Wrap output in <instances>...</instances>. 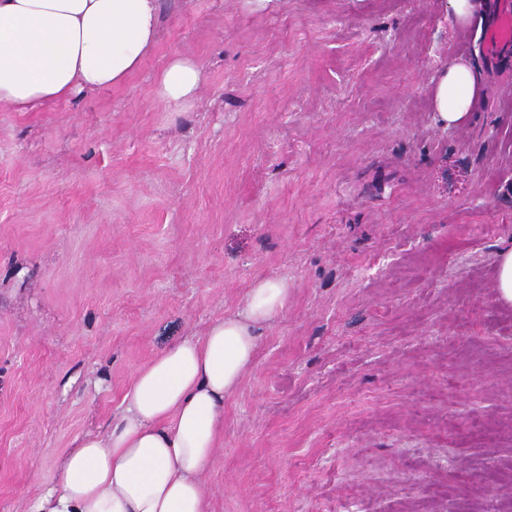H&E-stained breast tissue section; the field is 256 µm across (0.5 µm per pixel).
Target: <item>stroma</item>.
<instances>
[{"label": "stroma", "mask_w": 512, "mask_h": 512, "mask_svg": "<svg viewBox=\"0 0 512 512\" xmlns=\"http://www.w3.org/2000/svg\"><path fill=\"white\" fill-rule=\"evenodd\" d=\"M447 4L159 0L123 83L0 106V512L269 278L288 298L224 399L208 512H512V51ZM177 55L201 88L171 111ZM459 55L486 94L446 130ZM201 72L192 60L176 56L170 60L159 77L157 98L168 109H178L197 98ZM482 89V71L475 61L467 58L449 61L432 88L438 122L446 128L467 125L484 95ZM495 288L502 300L512 302V246L498 254Z\"/></svg>", "instance_id": "obj_1"}]
</instances>
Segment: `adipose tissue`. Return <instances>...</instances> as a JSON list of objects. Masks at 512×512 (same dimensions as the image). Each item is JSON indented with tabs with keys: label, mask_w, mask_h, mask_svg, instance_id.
Here are the masks:
<instances>
[{
	"label": "adipose tissue",
	"mask_w": 512,
	"mask_h": 512,
	"mask_svg": "<svg viewBox=\"0 0 512 512\" xmlns=\"http://www.w3.org/2000/svg\"><path fill=\"white\" fill-rule=\"evenodd\" d=\"M157 16L158 0H0V106L28 112L122 83L155 45ZM200 84L198 65L177 56L157 98L175 110L197 98ZM482 96L479 65L449 61L432 88L438 122L464 127ZM287 296L285 281H259L236 315L138 371L107 435L79 439L33 512H205L202 476L219 445L224 398Z\"/></svg>",
	"instance_id": "1"
}]
</instances>
